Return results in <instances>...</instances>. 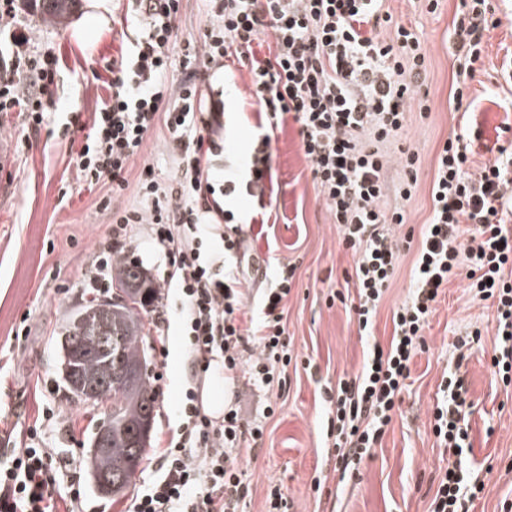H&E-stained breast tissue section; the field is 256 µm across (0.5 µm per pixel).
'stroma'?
Instances as JSON below:
<instances>
[{"label": "stroma", "instance_id": "stroma-1", "mask_svg": "<svg viewBox=\"0 0 512 512\" xmlns=\"http://www.w3.org/2000/svg\"><path fill=\"white\" fill-rule=\"evenodd\" d=\"M112 5L108 23L82 38L76 29L85 7L51 23L16 5L17 22L34 34L32 49L50 47L59 58L52 109L71 130L64 135L45 126L34 132L19 112H0V132L8 137L0 148V448L18 443L36 424L47 447L68 453L73 469L84 472L100 412L67 399L57 338L69 314L94 298L81 282L92 274V245L111 222L96 206L102 187L78 181L75 158L83 143L78 122L87 121L108 97L101 79L138 36L128 0H112ZM383 8L393 20L383 38L393 37L394 25L400 24L419 32L426 49L422 90L428 109L411 105L401 138L384 146L391 163L381 204L404 209L406 225L392 229L399 239L420 233L431 215L436 158L449 137L468 133L474 173L494 163L500 148L512 151V0H488L500 24L484 36L482 57L467 81L470 108L465 112L452 100L457 63L448 51L462 19L460 0H438L433 10L427 0H385ZM226 65L219 97L224 102V153L212 170L218 184L225 175L241 173L261 122L250 96L249 63L230 58ZM167 138L162 124L149 134L127 169L128 186L119 206L138 204L145 166L163 176L174 173ZM272 150L274 194L266 219L254 218L248 199H235L233 205L259 233L251 248L266 267L263 285H270L279 267L296 268L284 321L297 364L287 370V388L262 440L239 452L251 488L244 512H267L272 483L281 486L288 512H428L439 469L448 462L432 431V407L448 371L458 372L466 389L471 449L463 453L462 466L484 483L471 512H501L504 503L512 502V385L493 373L495 309L491 302L473 299L462 276L449 280L439 293L425 330L426 347L412 362L385 434L354 473L335 471L325 391L339 376L360 371L365 342L353 311L330 297L336 291L356 295V257L340 241L294 122L275 131ZM404 150L420 159L417 183L407 199L397 191ZM414 259V251L402 252L378 308L373 333L381 343L390 341L393 312L409 297ZM477 329L480 346L458 361L459 341ZM148 370L164 391L156 403V427L176 424L179 393L190 375L177 330L169 332L167 353L150 349Z\"/></svg>", "mask_w": 512, "mask_h": 512}]
</instances>
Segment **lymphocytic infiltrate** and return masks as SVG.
Instances as JSON below:
<instances>
[{"mask_svg": "<svg viewBox=\"0 0 512 512\" xmlns=\"http://www.w3.org/2000/svg\"><path fill=\"white\" fill-rule=\"evenodd\" d=\"M211 18L198 38L179 40L181 0H131L140 36L113 61L112 93L83 123L77 176L88 185L106 184L100 210L111 212L107 233L91 251L89 287L111 280L112 267L126 257L135 226L148 225L166 268L159 285L175 289L180 331L191 378L179 396L176 427L161 432L151 458L152 481L132 497L128 512H241L250 485L238 454L261 440L275 415L267 403L261 417L247 421L238 409L223 418L198 403L196 377L220 368L228 382L246 377L282 393L292 361L283 322V302L293 269L278 271L264 289L256 315H248L245 261L249 235L231 199L246 196L265 210L272 179L271 130L286 121L298 126L301 149L320 196L330 207L345 248L356 256V315L367 350L360 373L327 389L328 431L334 436L336 468L353 472L391 424L396 401L410 377L414 356L425 346L424 330L448 281L465 274L475 298L496 308L492 365L503 383L512 382V154H501L479 173L470 171L466 135L448 138L439 151L432 183V215L424 225L408 301L393 314V336L381 345L373 334L378 306L390 288L402 245L389 232L405 223L403 211L381 206L388 160L379 143L397 138L405 111L422 84L426 50L418 33L391 24L383 0H209ZM13 0H0V35L11 52L0 62V112H23L28 129L52 122L51 87L57 75L52 51L30 49L32 34L15 20ZM465 17L450 49L457 62L453 97L480 60L491 25L486 0H461ZM273 39V57L256 60L253 45ZM184 77L168 80L173 56ZM237 57L251 63L250 94L264 116L247 156L248 177L225 180L216 190L209 178L224 116L220 104L203 111L200 83L211 67ZM165 124L177 161L174 178L162 181L145 166L139 182L141 207H115L125 173L142 153L157 124ZM464 386L457 373L443 376L433 408V433L454 461L442 467L428 512H469L484 484L468 478L458 457L466 448ZM81 475L69 456L43 447L31 432L20 448H0V512H58L77 503Z\"/></svg>", "mask_w": 512, "mask_h": 512, "instance_id": "obj_1", "label": "lymphocytic infiltrate"}]
</instances>
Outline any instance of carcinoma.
<instances>
[{"label": "carcinoma", "instance_id": "cac0c4a2", "mask_svg": "<svg viewBox=\"0 0 512 512\" xmlns=\"http://www.w3.org/2000/svg\"><path fill=\"white\" fill-rule=\"evenodd\" d=\"M79 0H23L51 20L73 13ZM112 279L118 295L75 309L60 334L62 363L67 367L69 398L92 407L95 392L106 399L101 422L92 433L88 455L97 490L110 481L106 496H123L145 459L153 427L156 395L148 372V334L142 313L154 304L155 285L145 272L126 261L115 264Z\"/></svg>", "mask_w": 512, "mask_h": 512}]
</instances>
